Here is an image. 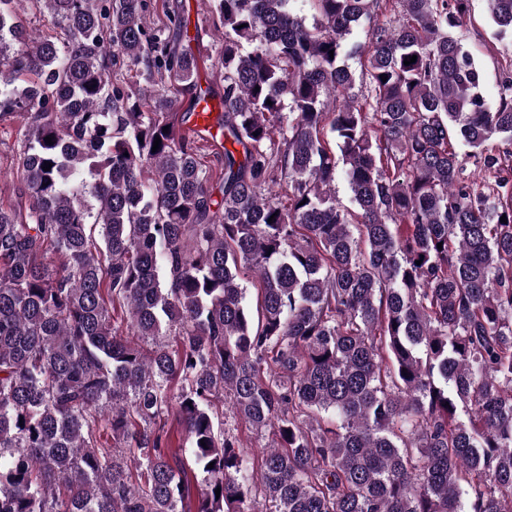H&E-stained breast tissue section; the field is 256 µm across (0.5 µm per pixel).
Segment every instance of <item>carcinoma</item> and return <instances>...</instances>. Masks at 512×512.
Returning <instances> with one entry per match:
<instances>
[{"label":"carcinoma","mask_w":512,"mask_h":512,"mask_svg":"<svg viewBox=\"0 0 512 512\" xmlns=\"http://www.w3.org/2000/svg\"><path fill=\"white\" fill-rule=\"evenodd\" d=\"M21 2L0 0L25 199L0 206V512H184L171 414L204 474L194 512H512V177L486 151L512 142V77L487 105L450 32L469 0H313L311 25L298 0H207L218 173L169 95L198 71L165 36L179 4L154 33L147 0H33L54 41ZM486 2L512 34V0ZM221 397L274 436L253 471ZM20 8V13L23 15L30 32L48 37L57 35L59 28L51 21L48 14H40L26 2L20 5Z\"/></svg>","instance_id":"obj_1"}]
</instances>
